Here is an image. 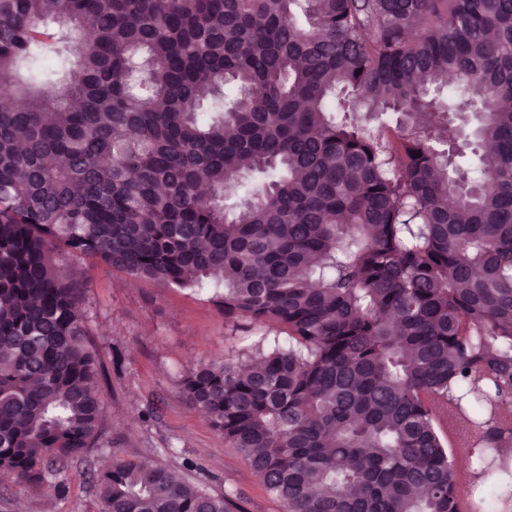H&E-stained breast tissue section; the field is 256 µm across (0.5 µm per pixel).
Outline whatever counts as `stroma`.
I'll use <instances>...</instances> for the list:
<instances>
[{"instance_id":"1","label":"stroma","mask_w":512,"mask_h":512,"mask_svg":"<svg viewBox=\"0 0 512 512\" xmlns=\"http://www.w3.org/2000/svg\"><path fill=\"white\" fill-rule=\"evenodd\" d=\"M84 309L97 361L106 435L99 448L42 464L41 484L0 478V512H101L93 481L112 460L137 457L176 469L244 512H284L239 451L179 391L197 365L250 350L262 328L232 330L206 290L173 288L95 264ZM68 485L65 496L52 491Z\"/></svg>"}]
</instances>
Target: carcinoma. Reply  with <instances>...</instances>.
Wrapping results in <instances>:
<instances>
[{
  "mask_svg": "<svg viewBox=\"0 0 512 512\" xmlns=\"http://www.w3.org/2000/svg\"><path fill=\"white\" fill-rule=\"evenodd\" d=\"M58 255L285 330L179 390L286 512H460L461 461L512 502V0H0V476L26 483L102 433ZM98 491L241 512L139 458Z\"/></svg>",
  "mask_w": 512,
  "mask_h": 512,
  "instance_id": "carcinoma-1",
  "label": "carcinoma"
}]
</instances>
